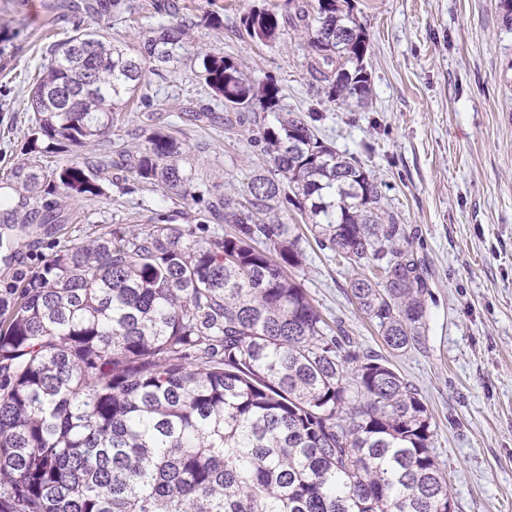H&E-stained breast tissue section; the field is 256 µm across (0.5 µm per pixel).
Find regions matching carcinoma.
<instances>
[{"label":"carcinoma","mask_w":512,"mask_h":512,"mask_svg":"<svg viewBox=\"0 0 512 512\" xmlns=\"http://www.w3.org/2000/svg\"><path fill=\"white\" fill-rule=\"evenodd\" d=\"M349 0L295 4L321 92L369 98L370 41ZM100 17L130 12L98 0ZM246 33L279 38L282 16L253 7ZM187 21L137 46L82 31L47 49L30 90L39 115L28 151L80 147L112 127L147 70L179 60ZM227 110L276 113L264 128L272 164L244 200L206 204L230 225L188 238L154 224L73 241L19 288L0 290V512H455L418 390L375 352L337 336L290 275L305 259L300 214L318 246L356 266L358 309L395 354L426 327L427 283L406 225L381 206L371 171L336 152L309 119L278 111L279 86L256 84L207 53L198 74ZM181 143L154 131L136 152L107 157L140 184L192 195ZM12 177L31 206L22 224H62L42 195L96 196L98 170L72 161Z\"/></svg>","instance_id":"obj_1"}]
</instances>
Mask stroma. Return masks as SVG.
Segmentation results:
<instances>
[{"label":"stroma","instance_id":"35a3bbf8","mask_svg":"<svg viewBox=\"0 0 512 512\" xmlns=\"http://www.w3.org/2000/svg\"><path fill=\"white\" fill-rule=\"evenodd\" d=\"M259 1L177 0L192 25L182 61L147 74L151 106L124 108L105 136L84 146L46 140L29 153V91L44 63L45 33L63 40L100 28L132 46L173 18L167 0H132L133 24L74 10L73 0H0V202L14 206L22 194L11 177L16 167L49 171L135 151L157 128L180 139L181 164L198 175L193 201L114 169L101 174L99 196L56 191L64 223L37 236L23 224H0L16 251L0 260V289L21 285L71 241L153 224L194 231L206 201L242 197L268 166L260 137L275 115L216 109L198 120L215 104L195 76L201 55L230 57L252 81L280 87L283 111L320 112L318 135L371 171L426 272L425 331L406 353H389L352 299L354 269L313 238L295 280L332 329L386 356L418 389L456 512H512V24L502 2L350 0L370 40L371 94L368 104L347 107L320 94L304 30L283 28L267 44L246 34L241 19ZM206 11L221 15L222 29L202 23Z\"/></svg>","mask_w":512,"mask_h":512}]
</instances>
